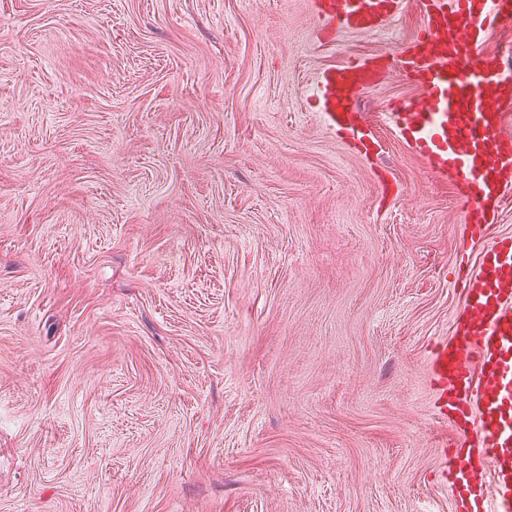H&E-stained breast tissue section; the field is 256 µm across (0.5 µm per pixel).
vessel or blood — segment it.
Listing matches in <instances>:
<instances>
[{"mask_svg":"<svg viewBox=\"0 0 512 512\" xmlns=\"http://www.w3.org/2000/svg\"><path fill=\"white\" fill-rule=\"evenodd\" d=\"M417 37L396 57H352L325 71L326 125L360 156L381 147L356 102L399 72L419 97L385 112L395 135L427 170L458 188L471 239L484 238L512 200V66L485 52L496 24L512 20V0H422ZM407 0H310L329 34L378 33ZM460 311L430 360L435 413L452 435L440 473L457 512H512V236L478 257L461 252Z\"/></svg>","mask_w":512,"mask_h":512,"instance_id":"1","label":"vessel or blood"}]
</instances>
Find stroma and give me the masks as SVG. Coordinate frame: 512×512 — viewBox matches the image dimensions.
I'll return each mask as SVG.
<instances>
[{"label":"stroma","mask_w":512,"mask_h":512,"mask_svg":"<svg viewBox=\"0 0 512 512\" xmlns=\"http://www.w3.org/2000/svg\"><path fill=\"white\" fill-rule=\"evenodd\" d=\"M421 27L308 0H0V512H455L425 361L456 188L309 100ZM311 9L332 36L378 33L400 15L407 0H310Z\"/></svg>","instance_id":"stroma-1"}]
</instances>
